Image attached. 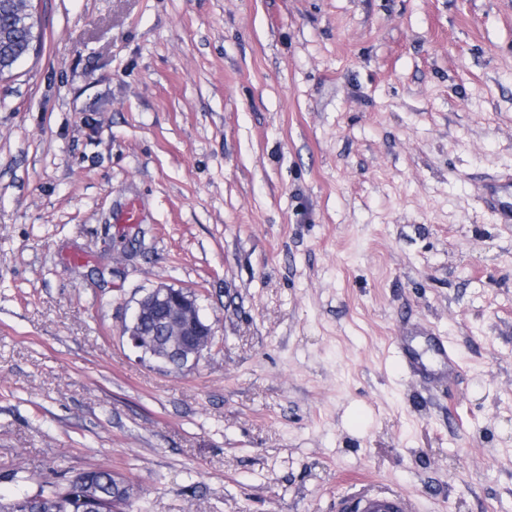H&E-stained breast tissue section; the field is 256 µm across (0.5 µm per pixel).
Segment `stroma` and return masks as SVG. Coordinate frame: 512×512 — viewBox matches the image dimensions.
<instances>
[{"label":"stroma","mask_w":512,"mask_h":512,"mask_svg":"<svg viewBox=\"0 0 512 512\" xmlns=\"http://www.w3.org/2000/svg\"><path fill=\"white\" fill-rule=\"evenodd\" d=\"M0 80V503L512 512V0H32ZM143 219L119 223L128 201ZM193 291L173 371L136 302ZM444 338L448 378L395 352ZM512 196V178L504 182H494L488 188V198L498 213L501 224L512 223V205L507 201ZM148 327H152L151 335ZM124 333L143 354L175 371L197 364L215 340L213 326L200 315L195 293L166 285L150 289L138 300ZM157 336L167 353L156 352ZM116 473L111 469L99 468L84 472L76 478L80 482L70 481L63 491L40 490L34 495L28 493L22 494L13 504L1 512H98L100 508V499H104L109 504V510L112 511V500L116 497L112 495V484L116 486ZM85 485H91L99 489L100 497L87 493L86 509L81 499L82 488ZM357 504L356 511L350 506ZM409 497L397 492H365L358 497L346 499L339 505L340 512H412Z\"/></svg>","instance_id":"stroma-1"}]
</instances>
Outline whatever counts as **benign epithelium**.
Wrapping results in <instances>:
<instances>
[{
  "instance_id": "7a95c632",
  "label": "benign epithelium",
  "mask_w": 512,
  "mask_h": 512,
  "mask_svg": "<svg viewBox=\"0 0 512 512\" xmlns=\"http://www.w3.org/2000/svg\"><path fill=\"white\" fill-rule=\"evenodd\" d=\"M28 0H8L18 26L35 40ZM131 344L157 363L175 371L196 364L214 344L215 331L199 311L194 292L161 285L137 302L126 326Z\"/></svg>"
}]
</instances>
